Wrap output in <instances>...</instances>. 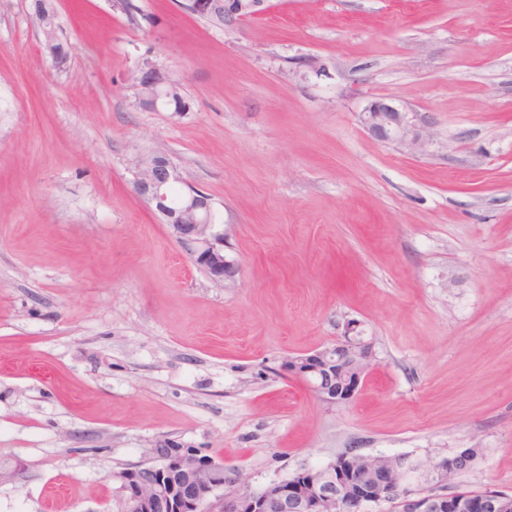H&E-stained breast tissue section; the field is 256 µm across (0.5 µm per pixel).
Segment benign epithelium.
<instances>
[{"label": "benign epithelium", "mask_w": 512, "mask_h": 512, "mask_svg": "<svg viewBox=\"0 0 512 512\" xmlns=\"http://www.w3.org/2000/svg\"><path fill=\"white\" fill-rule=\"evenodd\" d=\"M261 0H188L189 11L214 19H244ZM141 105L156 109L181 98L180 85L147 62L137 77ZM373 139L408 154L423 155L432 144L431 122L417 112L382 100L359 113ZM182 183L177 168L163 156L148 169L137 168L134 190L153 205L191 262L213 281H232L237 263L224 253V233L215 231L211 198L190 190L174 198ZM373 340L344 339L306 354H290L282 367L302 381L327 408L349 404L361 390L375 361ZM478 448L424 462L408 456L344 452L319 467L301 471L302 482L273 481L255 493L243 475L224 480V463L172 440L148 448V459L128 470L122 489L123 512H360L394 502L398 512H512V496L487 494L477 500L446 493L448 479L473 467Z\"/></svg>", "instance_id": "obj_1"}]
</instances>
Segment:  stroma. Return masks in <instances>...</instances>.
Here are the masks:
<instances>
[{
	"label": "stroma",
	"mask_w": 512,
	"mask_h": 512,
	"mask_svg": "<svg viewBox=\"0 0 512 512\" xmlns=\"http://www.w3.org/2000/svg\"><path fill=\"white\" fill-rule=\"evenodd\" d=\"M0 0V512H122L115 475L170 439L251 488L348 449H482L449 490L512 493V0ZM185 112L140 103L143 63ZM387 99L428 154L372 139ZM208 194L240 271L213 282L133 187L147 155ZM377 359L326 408L286 355ZM262 0H188L187 9L195 14L220 19L226 16L244 19L255 13ZM359 122L373 139L408 154L427 153L433 141L426 117L390 102H371L359 113Z\"/></svg>",
	"instance_id": "obj_1"
}]
</instances>
